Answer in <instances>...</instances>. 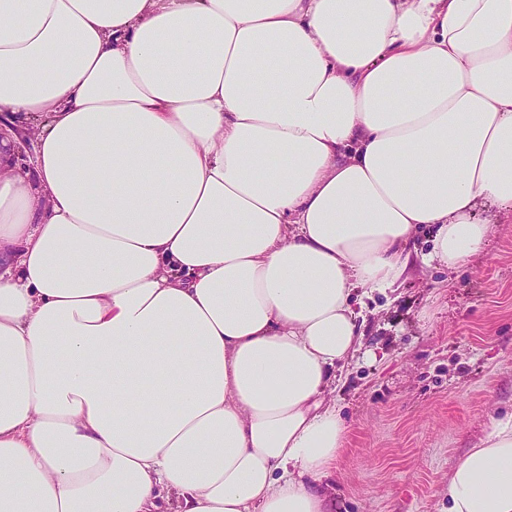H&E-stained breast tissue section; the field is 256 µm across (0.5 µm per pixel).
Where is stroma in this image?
Wrapping results in <instances>:
<instances>
[{"mask_svg": "<svg viewBox=\"0 0 512 512\" xmlns=\"http://www.w3.org/2000/svg\"><path fill=\"white\" fill-rule=\"evenodd\" d=\"M415 234L403 279L359 307L363 347L328 395L346 424L333 512H447L448 474L512 411V214L451 273Z\"/></svg>", "mask_w": 512, "mask_h": 512, "instance_id": "35a3bbf8", "label": "stroma"}]
</instances>
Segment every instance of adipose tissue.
I'll return each instance as SVG.
<instances>
[{"mask_svg":"<svg viewBox=\"0 0 512 512\" xmlns=\"http://www.w3.org/2000/svg\"><path fill=\"white\" fill-rule=\"evenodd\" d=\"M512 213V0H0V512H329L353 301ZM448 512H512V413Z\"/></svg>","mask_w":512,"mask_h":512,"instance_id":"obj_1","label":"adipose tissue"}]
</instances>
